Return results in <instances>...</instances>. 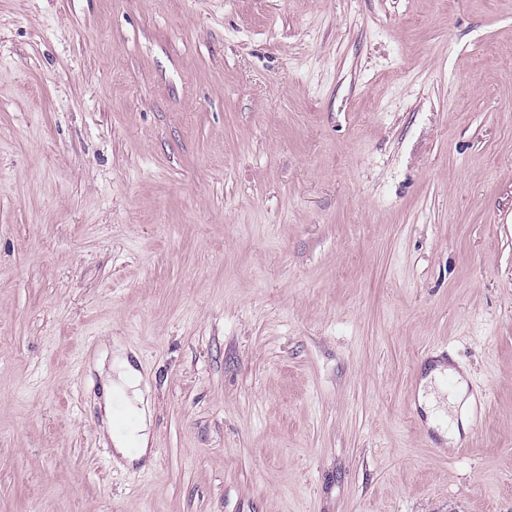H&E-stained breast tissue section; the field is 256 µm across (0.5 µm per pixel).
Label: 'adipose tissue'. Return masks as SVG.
<instances>
[{"label": "adipose tissue", "mask_w": 512, "mask_h": 512, "mask_svg": "<svg viewBox=\"0 0 512 512\" xmlns=\"http://www.w3.org/2000/svg\"><path fill=\"white\" fill-rule=\"evenodd\" d=\"M96 370L103 377V429L114 449L126 463L145 460L149 452L151 415L148 411L149 382L147 375L138 370L125 350H117L113 358L98 354L94 360ZM444 365L431 369L418 391V403L430 419H437L448 412L467 411L470 398L463 375H456L453 388L441 387L439 380L445 374ZM121 397L132 424L122 430L114 426L112 400Z\"/></svg>", "instance_id": "ef3b65f1"}]
</instances>
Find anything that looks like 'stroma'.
I'll list each match as a JSON object with an SVG mask.
<instances>
[{
	"label": "stroma",
	"mask_w": 512,
	"mask_h": 512,
	"mask_svg": "<svg viewBox=\"0 0 512 512\" xmlns=\"http://www.w3.org/2000/svg\"><path fill=\"white\" fill-rule=\"evenodd\" d=\"M0 512H512V0H0ZM107 351H103L94 360V368L103 377V429L112 442V446L127 464L145 460L150 445L151 415L148 411V376L138 370L123 349H118L107 372L104 371ZM105 374V375H104ZM120 396L126 412L133 423L124 430L114 426L112 400ZM445 372L452 375L456 382L453 388L448 389L446 401L443 399V397H447L446 389L439 384V380ZM467 389V382L463 375L450 366L446 369L443 364H438L422 380L418 391V403L434 424L438 417L445 415L447 405L448 412L456 413L458 409L461 414L462 427L465 429L466 412L471 400V397L467 396Z\"/></svg>",
	"instance_id": "1"
}]
</instances>
